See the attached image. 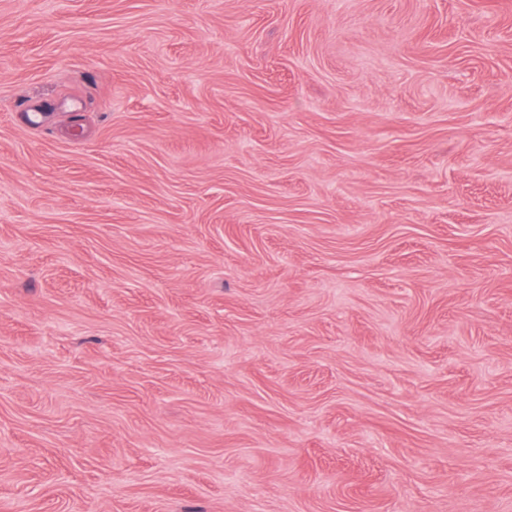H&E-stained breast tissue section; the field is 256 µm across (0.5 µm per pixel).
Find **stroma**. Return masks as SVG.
Returning a JSON list of instances; mask_svg holds the SVG:
<instances>
[{"label": "stroma", "mask_w": 512, "mask_h": 512, "mask_svg": "<svg viewBox=\"0 0 512 512\" xmlns=\"http://www.w3.org/2000/svg\"><path fill=\"white\" fill-rule=\"evenodd\" d=\"M0 512H512V0H0Z\"/></svg>", "instance_id": "1"}]
</instances>
